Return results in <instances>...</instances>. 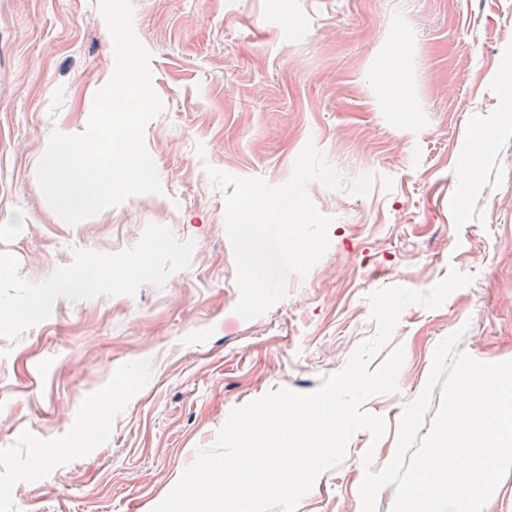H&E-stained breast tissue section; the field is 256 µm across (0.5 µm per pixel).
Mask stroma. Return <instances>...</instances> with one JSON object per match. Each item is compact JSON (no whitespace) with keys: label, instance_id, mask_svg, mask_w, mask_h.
<instances>
[{"label":"stroma","instance_id":"obj_1","mask_svg":"<svg viewBox=\"0 0 512 512\" xmlns=\"http://www.w3.org/2000/svg\"><path fill=\"white\" fill-rule=\"evenodd\" d=\"M164 103L145 130L162 194L70 226L48 205L38 161L53 132L85 130L111 77L99 0H0V512H152L214 444L230 412L269 391L318 388L376 330L366 300L473 275L434 310L407 307L397 392L369 398L387 433L351 439L297 512H361V456L393 458L404 407L424 391L438 343L512 360V0H131ZM397 67L394 87L378 71ZM495 129L480 174L458 163L476 126ZM342 187L307 192L333 221L329 246L285 299L235 313L225 191L204 165L272 186L307 142ZM204 157H197L196 145ZM123 269L64 282L89 257ZM55 449L34 468L36 452Z\"/></svg>","mask_w":512,"mask_h":512}]
</instances>
